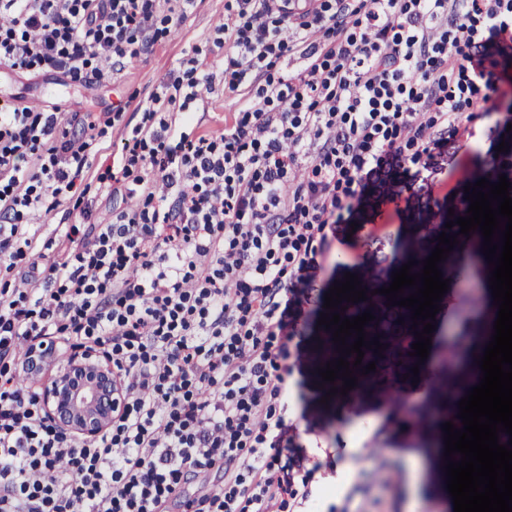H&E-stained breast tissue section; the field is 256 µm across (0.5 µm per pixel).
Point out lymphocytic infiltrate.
Listing matches in <instances>:
<instances>
[{
    "instance_id": "1",
    "label": "lymphocytic infiltrate",
    "mask_w": 512,
    "mask_h": 512,
    "mask_svg": "<svg viewBox=\"0 0 512 512\" xmlns=\"http://www.w3.org/2000/svg\"><path fill=\"white\" fill-rule=\"evenodd\" d=\"M158 0H0V66L97 82L153 45ZM224 67L191 56L120 158L141 207L69 224L73 248L0 292V512H168L187 481L222 485L187 512H273L299 494L268 449L304 462L275 402L289 343L337 237L368 184L394 194L391 163L418 164L489 102L512 44V0H228ZM296 67L278 75L281 58ZM241 107L220 134H191L216 84ZM0 105V262L33 248L31 218L89 165L90 117ZM32 166H25V159ZM169 244L158 254L159 243ZM101 349L123 389L90 443L60 432L20 386L19 345Z\"/></svg>"
}]
</instances>
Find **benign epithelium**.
<instances>
[{
	"mask_svg": "<svg viewBox=\"0 0 512 512\" xmlns=\"http://www.w3.org/2000/svg\"><path fill=\"white\" fill-rule=\"evenodd\" d=\"M28 362L34 377L48 366L55 368L40 388V399L60 430L90 440L112 426L113 414L122 407V392L112 363L104 355L75 348L60 364L55 343L47 342L30 353Z\"/></svg>",
	"mask_w": 512,
	"mask_h": 512,
	"instance_id": "benign-epithelium-1",
	"label": "benign epithelium"
}]
</instances>
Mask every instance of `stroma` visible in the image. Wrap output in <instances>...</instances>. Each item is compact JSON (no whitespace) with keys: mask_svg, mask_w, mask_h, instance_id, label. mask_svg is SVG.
Segmentation results:
<instances>
[{"mask_svg":"<svg viewBox=\"0 0 512 512\" xmlns=\"http://www.w3.org/2000/svg\"><path fill=\"white\" fill-rule=\"evenodd\" d=\"M226 2L196 0L182 18L169 23L147 54L90 87L54 70L0 72V103L37 101L98 119L90 167L77 179L74 195L36 219V242L45 245L46 256L63 253L64 225L108 219L120 206V198L108 195L99 177L111 170L127 131L142 123L138 103L161 91L183 58L223 67L216 28L224 20ZM496 86L498 109L487 112L478 106L462 116L472 138L434 151L427 166L394 164L387 174L399 189L397 196H383L369 186L344 211L339 238L316 282L317 296L348 272L368 290L389 286L402 265L430 256L451 216H466L465 185L502 175L512 181V148L498 149L504 141L512 145V55L498 69ZM239 108L236 95L216 90L198 111L194 133H222ZM447 268L457 287L438 329L436 355L442 368L428 381L414 384L395 373L368 382L358 396H330L331 385L319 374L327 366L326 330L316 318L306 320L299 353L290 359L293 394L283 416L306 454L309 496L296 500L290 512H454L432 411L464 398L460 380L494 300L484 286L488 265H480L473 280L460 275L455 257H448Z\"/></svg>","mask_w":512,"mask_h":512,"instance_id":"stroma-1","label":"stroma"}]
</instances>
